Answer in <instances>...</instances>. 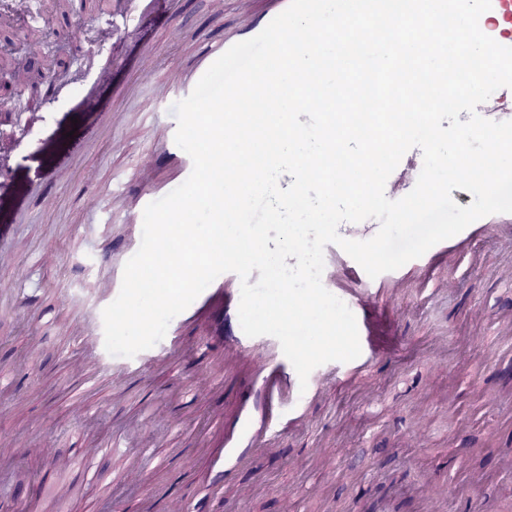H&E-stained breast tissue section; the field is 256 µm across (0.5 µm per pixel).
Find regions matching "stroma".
Listing matches in <instances>:
<instances>
[{
  "mask_svg": "<svg viewBox=\"0 0 512 512\" xmlns=\"http://www.w3.org/2000/svg\"><path fill=\"white\" fill-rule=\"evenodd\" d=\"M85 14L44 9L26 26L1 27L0 44L31 43L32 66L77 73L89 36L105 24L112 0H88ZM175 17L177 37L166 33ZM236 0H161L155 17L133 38L112 44L126 68L101 84L100 109L72 111L65 101H42L22 88L0 59V118L19 90L38 113L26 157L11 156V175L0 177V231L15 240L20 268L0 267V284L17 288L32 318L0 311V372L23 395L20 407L0 414V432L19 444L31 427L51 437L60 460L49 467L34 454L0 460V512H137L144 497L156 505L188 494L190 512H512V337L502 336L512 314V240L490 236L473 255L436 270L431 286L409 289L399 300L400 355L370 365L352 384L328 389L307 409V426L279 439L273 450L247 459L240 486L199 484L196 430L211 410L231 408L232 384L202 400L169 394L190 378L193 364L175 361L165 371L129 378L113 390L109 376L88 384L74 369L81 356L76 326L81 306L70 294L89 288L96 251L120 247L102 228L112 222V184L137 188L135 173L149 147L139 130L150 123L152 85L187 65L207 43L237 22ZM67 52L55 56L56 45ZM128 113L124 151L113 148L105 115ZM45 181L32 199L29 184ZM99 186L88 203L87 182ZM93 409L83 420L76 404ZM142 417L168 461L139 483L120 485L111 500L67 467L84 442Z\"/></svg>",
  "mask_w": 512,
  "mask_h": 512,
  "instance_id": "1",
  "label": "stroma"
}]
</instances>
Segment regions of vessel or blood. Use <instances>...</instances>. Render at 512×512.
Returning a JSON list of instances; mask_svg holds the SVG:
<instances>
[{"label": "vessel or blood", "instance_id": "vessel-or-blood-1", "mask_svg": "<svg viewBox=\"0 0 512 512\" xmlns=\"http://www.w3.org/2000/svg\"><path fill=\"white\" fill-rule=\"evenodd\" d=\"M157 0H113L112 23L101 38L118 39L128 32V19L147 18ZM268 10L259 14H245L243 24L235 35L208 44L197 56L189 70L173 74L170 81L157 87V110L152 124L157 135L151 142L153 158L173 162L174 174L160 178L151 161L143 163L136 172L138 191L121 188L112 192L114 224L127 228L124 247L114 251L105 249L93 259L98 281L96 300L83 318L79 334L85 354L79 371L91 375L102 362H109L114 380L122 381L132 374H143L169 365L174 357L195 361L197 378L185 383L184 391L198 396L208 395L222 388L228 369L248 363L253 367L249 379V396L240 405L233 432L222 444L211 445L200 440L197 448L206 457L209 469L225 484H234L241 462L255 452L271 447L288 433L300 430L305 424V413L312 400L322 396L327 388L349 382L362 374L379 359H394L402 340L396 330L386 336L375 337L373 319L383 303L399 296L402 289L428 282L436 266L460 259L471 242L487 234L512 236V214H492L480 218L457 235L437 243L421 257L401 268L369 277L363 268L338 245L324 249V287L341 299L353 312L361 345L360 356L350 362H329L315 368L307 383L299 377L285 357L279 341L272 336L250 337L243 332L238 320L240 279L232 272L219 275L182 313L174 317L164 338L153 347L132 357L109 356L103 343L102 312L118 296L126 262L137 252L142 239L143 211L147 204L158 200L181 185L191 174L193 163L187 153L174 142L176 118L166 104L182 100L193 91L196 83L210 65L232 45L258 35L269 22L283 12L290 0H270ZM512 20V0H491L490 10L479 19L481 30L499 44L512 47V37L493 28L496 20ZM423 166L420 149L408 150L385 185L389 199L397 200L415 186ZM379 230L371 220L344 222L338 227L341 237L365 241ZM126 434L96 443L72 457V464H86L104 450L126 447ZM161 460L153 449L141 448L131 453L119 475V483L126 484L143 472L158 468Z\"/></svg>", "mask_w": 512, "mask_h": 512}]
</instances>
